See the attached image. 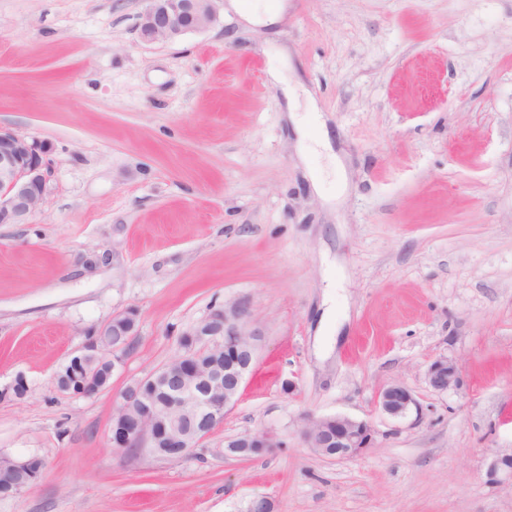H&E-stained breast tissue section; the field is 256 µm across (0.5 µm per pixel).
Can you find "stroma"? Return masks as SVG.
Wrapping results in <instances>:
<instances>
[{"label": "stroma", "mask_w": 512, "mask_h": 512, "mask_svg": "<svg viewBox=\"0 0 512 512\" xmlns=\"http://www.w3.org/2000/svg\"><path fill=\"white\" fill-rule=\"evenodd\" d=\"M257 3L279 19L250 23ZM144 6L0 0V126L52 167L29 223L0 224V390L27 384L0 399V455L46 463L0 512H512L487 478L512 448V0H218L154 44ZM287 85L332 153L301 151ZM238 301L263 337L223 422L176 459L115 451L120 392ZM129 308L110 387L59 392ZM440 357L459 387L430 386ZM392 384L418 412L376 406ZM336 413L373 426L364 456L302 440ZM257 429L285 447L227 452Z\"/></svg>", "instance_id": "obj_1"}]
</instances>
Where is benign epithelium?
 <instances>
[{
    "instance_id": "benign-epithelium-1",
    "label": "benign epithelium",
    "mask_w": 512,
    "mask_h": 512,
    "mask_svg": "<svg viewBox=\"0 0 512 512\" xmlns=\"http://www.w3.org/2000/svg\"><path fill=\"white\" fill-rule=\"evenodd\" d=\"M215 0H146L139 15L141 39L149 44L172 42L190 32L208 28L217 18ZM47 143L0 128V224H27L48 192L51 164ZM122 329L128 337L122 349L112 347V334ZM137 333V311L128 309L93 332L81 348L55 374L57 388L68 396H90L110 387L112 375L123 364ZM184 353L176 361L190 367L195 353L220 345L228 352L226 369L208 371L186 381L171 373V365L127 386L119 395L114 417L122 419L123 433L112 439L123 453L128 448L149 449L163 456H179L204 440L224 420V413L237 402L242 384L254 365L261 333L252 327L244 302L213 309L206 318L184 332ZM429 384L446 391L459 385V369L446 357L428 367ZM146 383L163 385L167 399L134 411L138 391ZM380 409L393 418L405 417L416 402L400 384L378 395ZM315 453L334 459H353L374 443V429L363 419L335 415L312 419L303 431ZM249 448H279L284 440L265 430L248 432ZM10 474L18 481H36L40 469L25 460L0 457V480ZM488 474L496 483L512 484V451L492 452Z\"/></svg>"
}]
</instances>
